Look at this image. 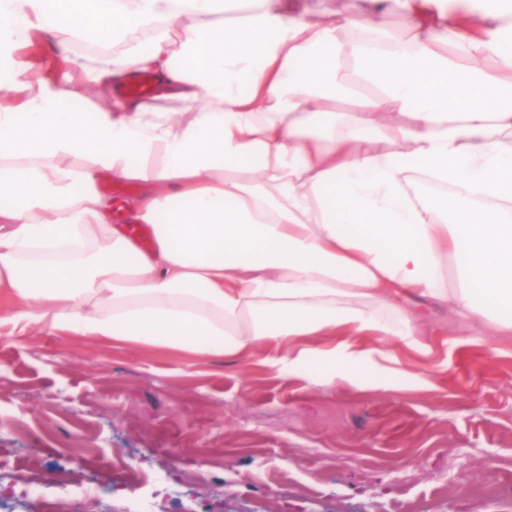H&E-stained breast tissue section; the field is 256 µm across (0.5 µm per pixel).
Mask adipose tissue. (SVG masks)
I'll use <instances>...</instances> for the list:
<instances>
[{
    "instance_id": "ef3b65f1",
    "label": "adipose tissue",
    "mask_w": 512,
    "mask_h": 512,
    "mask_svg": "<svg viewBox=\"0 0 512 512\" xmlns=\"http://www.w3.org/2000/svg\"><path fill=\"white\" fill-rule=\"evenodd\" d=\"M257 2L228 23L238 0H0V292L30 305L8 324L268 348L283 376L351 385L382 356L361 337L418 347L409 299L512 334V0H480L471 25L396 0L403 41L373 15ZM37 36L122 45L91 77L107 99L36 76ZM132 70L157 93L125 96ZM102 171L141 184L126 209L147 250L113 226ZM413 172L448 193L425 204Z\"/></svg>"
}]
</instances>
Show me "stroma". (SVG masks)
I'll return each instance as SVG.
<instances>
[{
  "mask_svg": "<svg viewBox=\"0 0 512 512\" xmlns=\"http://www.w3.org/2000/svg\"><path fill=\"white\" fill-rule=\"evenodd\" d=\"M413 311L421 350L379 343L387 386L0 333V512H64L65 481L103 486L102 512H512V335Z\"/></svg>",
  "mask_w": 512,
  "mask_h": 512,
  "instance_id": "stroma-1",
  "label": "stroma"
}]
</instances>
